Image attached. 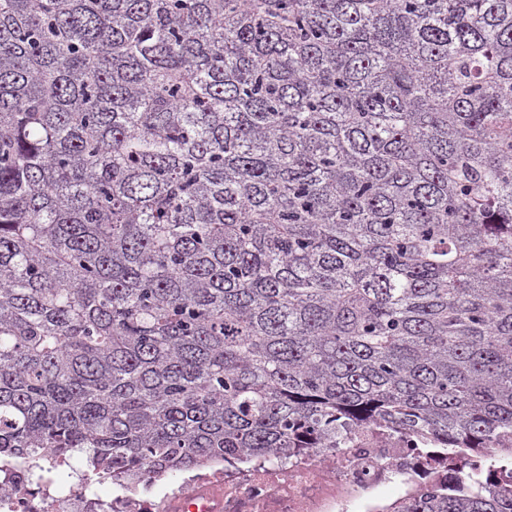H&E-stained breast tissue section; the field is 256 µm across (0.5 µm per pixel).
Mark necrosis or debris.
Masks as SVG:
<instances>
[{"label":"necrosis or debris","instance_id":"4bbe7bcc","mask_svg":"<svg viewBox=\"0 0 512 512\" xmlns=\"http://www.w3.org/2000/svg\"><path fill=\"white\" fill-rule=\"evenodd\" d=\"M442 475L440 466L417 454L407 438L376 429L359 432L351 447L310 452L288 467L261 461L245 467L216 465L176 490L157 497L121 492L112 512H169L196 486L215 487L223 512H383L384 489L397 484L400 497L412 494L422 472ZM99 499L84 486L64 492L33 487L21 469L0 473V512H100Z\"/></svg>","mask_w":512,"mask_h":512}]
</instances>
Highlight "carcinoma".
Segmentation results:
<instances>
[{"mask_svg": "<svg viewBox=\"0 0 512 512\" xmlns=\"http://www.w3.org/2000/svg\"><path fill=\"white\" fill-rule=\"evenodd\" d=\"M370 428L512 458V0H0V457ZM390 512H512V462Z\"/></svg>", "mask_w": 512, "mask_h": 512, "instance_id": "cac0c4a2", "label": "carcinoma"}]
</instances>
